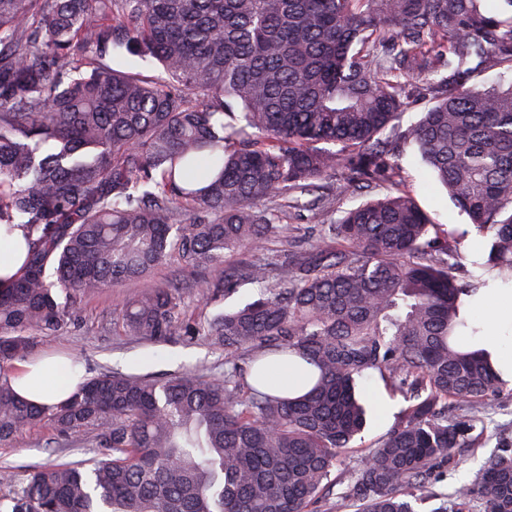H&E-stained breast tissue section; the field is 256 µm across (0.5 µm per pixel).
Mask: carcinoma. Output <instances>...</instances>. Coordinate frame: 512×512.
Here are the masks:
<instances>
[{
  "label": "carcinoma",
  "mask_w": 512,
  "mask_h": 512,
  "mask_svg": "<svg viewBox=\"0 0 512 512\" xmlns=\"http://www.w3.org/2000/svg\"><path fill=\"white\" fill-rule=\"evenodd\" d=\"M0 0V224H21L22 272L0 288V444L49 422L90 463L34 469L0 512H320L324 484L366 422L356 380L378 374L406 407L334 507L416 512L459 448L479 447L485 409L512 380L471 347L483 288L512 287V0ZM126 51L166 78L112 65ZM423 76L433 104L399 125ZM333 144L327 149L323 144ZM414 147L482 244L459 273V238L400 178ZM386 192L284 252L278 213ZM262 255L232 266L239 250ZM176 259L205 266L206 295L245 280L256 299L195 323L181 285L122 309L127 336H206L224 375L158 380L114 371L59 405L18 397L4 371L59 336L58 302L142 280ZM317 369L283 397L259 361ZM512 512V444L433 512Z\"/></svg>",
  "instance_id": "obj_1"
}]
</instances>
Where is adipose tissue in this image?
I'll list each match as a JSON object with an SVG mask.
<instances>
[{
    "instance_id": "1",
    "label": "adipose tissue",
    "mask_w": 512,
    "mask_h": 512,
    "mask_svg": "<svg viewBox=\"0 0 512 512\" xmlns=\"http://www.w3.org/2000/svg\"><path fill=\"white\" fill-rule=\"evenodd\" d=\"M27 254L24 230L18 224L0 225V288L19 276ZM474 321L481 332V347L496 355L505 370L512 372V301H499L497 292L486 293L476 304ZM80 372L42 361L22 363L10 376L13 390L37 404H58L77 389Z\"/></svg>"
}]
</instances>
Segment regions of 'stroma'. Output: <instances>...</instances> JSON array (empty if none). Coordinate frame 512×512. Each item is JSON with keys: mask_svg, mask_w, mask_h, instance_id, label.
Instances as JSON below:
<instances>
[{"mask_svg": "<svg viewBox=\"0 0 512 512\" xmlns=\"http://www.w3.org/2000/svg\"><path fill=\"white\" fill-rule=\"evenodd\" d=\"M405 184L434 223L462 233L470 231L468 216L451 201L438 185L431 171L422 163L416 151H408L400 161ZM180 273L176 263L158 267L144 281L114 284L93 295L77 297L74 318L66 331L57 337H36L34 355H76L85 377L121 370L166 378L190 370H207L219 375L224 371V352L206 337L186 341L178 337L161 343H144L125 335L120 312L127 299L149 287L163 284ZM256 284L245 281L227 297L202 299L197 290L184 289L182 302L187 318L206 320L214 315L243 306L256 297ZM361 387L376 404L375 414L361 434V445L373 444L395 422L405 403L401 397L386 392L379 377L362 379ZM482 445L475 451L458 455L457 463L436 486L442 496H449L456 487L470 482L476 473L497 453L502 441H512V399L492 403L485 418ZM57 439L50 424L43 423L21 431L9 446L0 447V473L13 474L16 482H25L29 473L61 461H89L96 458L97 449L86 447L73 450L55 448Z\"/></svg>", "mask_w": 512, "mask_h": 512, "instance_id": "obj_1", "label": "stroma"}]
</instances>
